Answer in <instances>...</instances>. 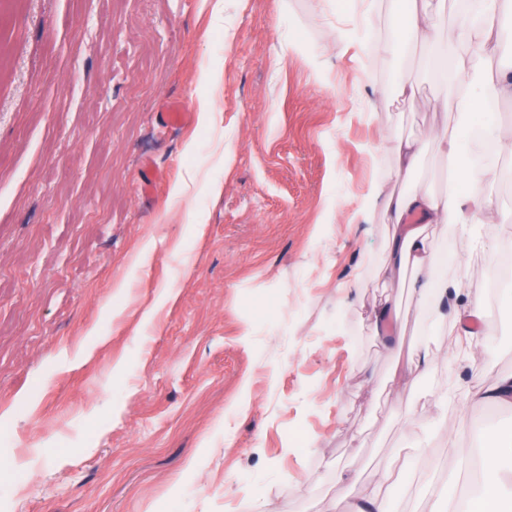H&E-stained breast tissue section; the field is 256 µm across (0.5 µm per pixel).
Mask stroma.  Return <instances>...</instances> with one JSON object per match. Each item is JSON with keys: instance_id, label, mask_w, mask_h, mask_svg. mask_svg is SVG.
<instances>
[{"instance_id": "35a3bbf8", "label": "stroma", "mask_w": 512, "mask_h": 512, "mask_svg": "<svg viewBox=\"0 0 512 512\" xmlns=\"http://www.w3.org/2000/svg\"><path fill=\"white\" fill-rule=\"evenodd\" d=\"M366 41L323 0H9L0 13V512H328L378 491L389 512L475 494L462 417L512 433V411L464 406L512 372V283L470 342L372 283L389 233L332 223L372 175L446 187L429 130L443 90L390 38ZM413 100L371 112L377 89ZM177 101L189 123L164 125ZM211 114L200 124V108ZM423 140L394 181L387 135ZM379 161H372V154ZM479 234L438 233L449 278L481 294L485 244L512 242V183ZM369 280L355 312L339 282ZM398 294L406 348L435 366L400 387L404 356L367 318ZM447 397L410 436L403 413ZM348 484L336 481L337 472Z\"/></svg>"}]
</instances>
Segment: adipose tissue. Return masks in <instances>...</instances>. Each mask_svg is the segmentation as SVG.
<instances>
[{"instance_id": "ef3b65f1", "label": "adipose tissue", "mask_w": 512, "mask_h": 512, "mask_svg": "<svg viewBox=\"0 0 512 512\" xmlns=\"http://www.w3.org/2000/svg\"><path fill=\"white\" fill-rule=\"evenodd\" d=\"M476 4V9L459 10L456 26L444 34L440 20L448 11V0H404L403 7L393 13L395 38L380 47L384 53H402L412 45H424L426 68L455 91L453 104L464 110L482 105V92L477 83L462 82L456 54L468 49L475 67L498 54L506 35L499 17L505 11L512 13V0H476ZM499 177L496 170L468 163L460 168L457 186L443 192H389L376 179L352 213L344 216L335 208L331 214L344 216L349 224H367L374 215H382L391 226L382 273L402 279L409 298L421 309L437 313L446 303H453L455 330L478 345L489 334L482 322V302L462 283L449 282L441 275L442 253L434 230L451 224L464 228L486 223L495 208L488 186ZM368 325L386 346L403 349L405 327L391 294L383 295Z\"/></svg>"}]
</instances>
